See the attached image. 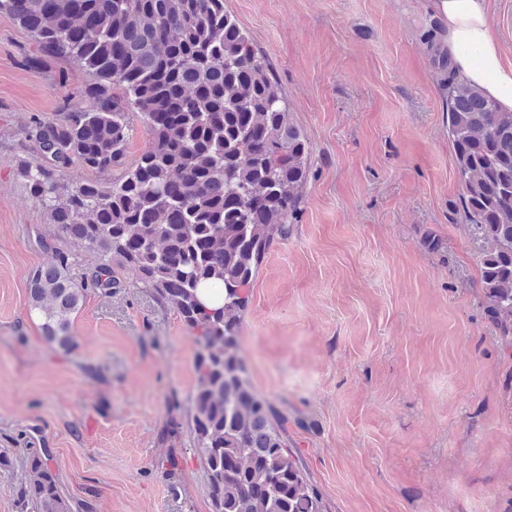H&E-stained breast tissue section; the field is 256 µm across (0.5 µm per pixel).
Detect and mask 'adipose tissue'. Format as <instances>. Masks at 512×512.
I'll return each instance as SVG.
<instances>
[{"instance_id": "adipose-tissue-1", "label": "adipose tissue", "mask_w": 512, "mask_h": 512, "mask_svg": "<svg viewBox=\"0 0 512 512\" xmlns=\"http://www.w3.org/2000/svg\"><path fill=\"white\" fill-rule=\"evenodd\" d=\"M432 7L460 71L502 109L512 111V63L503 61L488 0H432Z\"/></svg>"}]
</instances>
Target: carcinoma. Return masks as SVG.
I'll list each match as a JSON object with an SVG mask.
<instances>
[{
    "mask_svg": "<svg viewBox=\"0 0 512 512\" xmlns=\"http://www.w3.org/2000/svg\"><path fill=\"white\" fill-rule=\"evenodd\" d=\"M41 53L90 76L55 119L32 117L40 162L19 176L49 210L58 235L98 263L83 283L54 250L30 280L45 337L74 346L71 316L88 293L122 287L112 263L134 268L160 306L197 332L191 447L212 512H324L288 448V412L259 396L239 355L247 290L291 220L308 182L309 147L288 98L224 0H0ZM445 93L459 179L458 210L480 250L485 315L512 349V112L457 69L433 21L423 34ZM151 136L136 165L104 185L66 180L74 163L98 173L125 164L128 114ZM221 288L212 309L200 289ZM19 512H81L44 448L25 449Z\"/></svg>",
    "mask_w": 512,
    "mask_h": 512,
    "instance_id": "carcinoma-1",
    "label": "carcinoma"
}]
</instances>
